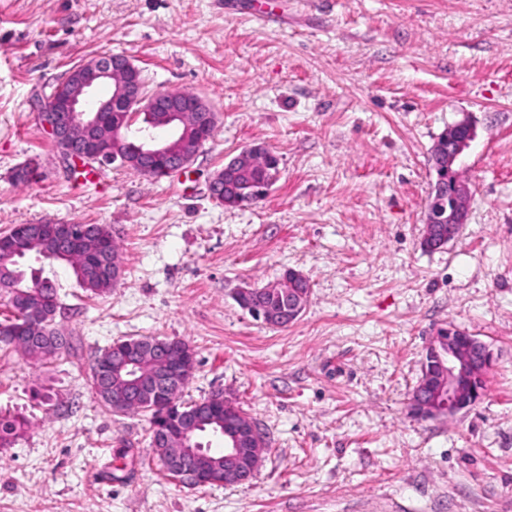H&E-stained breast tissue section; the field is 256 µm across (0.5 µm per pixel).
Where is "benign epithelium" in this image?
Instances as JSON below:
<instances>
[{
    "instance_id": "7a95c632",
    "label": "benign epithelium",
    "mask_w": 512,
    "mask_h": 512,
    "mask_svg": "<svg viewBox=\"0 0 512 512\" xmlns=\"http://www.w3.org/2000/svg\"><path fill=\"white\" fill-rule=\"evenodd\" d=\"M103 83L112 85V94L97 100L95 90ZM114 112L148 115L149 123L140 128L136 145H130L126 123L112 118ZM39 116L63 158L99 164L115 162L151 179L188 169L216 127V113L204 99L179 90L148 91L142 70L122 54L94 56L74 67L56 85L50 106L40 109ZM474 139L475 129L468 119L448 127L432 152V165L444 164L448 171H454L456 162ZM269 155L265 146L252 145L230 159L210 182L212 198L224 203L225 175L254 166ZM453 196L455 202L448 208V216L427 210L425 237L436 249L454 240L468 220L470 190L460 177L456 178ZM444 223L448 224V233L435 235L434 225ZM31 233L46 235L68 247L85 242L98 258H103L102 238H87L86 231L75 224H40ZM296 283L299 287L289 291L282 280L261 287L247 283L235 290L233 299L264 324L285 327L300 317L309 296L310 288L302 274H296ZM284 292L288 294V303L280 308L254 303L262 294L276 296ZM14 303L26 320L19 329L22 336L27 326L47 324L58 314L56 306L29 305L25 295L14 299ZM150 351L154 368L149 375L138 371L143 350L123 351L120 367L112 372L114 377L123 379L122 391L112 395L113 412L121 413L130 405L150 402L161 387L186 384L194 378L195 352L186 342L177 338L157 339L150 345ZM492 361L489 346L468 332H437L425 348L422 380L412 395L414 412L422 417H447L470 409L477 403L480 390L471 392L469 386L477 373L490 369ZM176 420L178 431L173 434L164 426H157L152 447L163 449V463L178 482L206 486L220 472L222 485L233 486L247 483L255 476L267 451L266 438L244 415L237 419L224 416L223 426L217 428L218 439L224 440L220 454L190 444L196 415L179 411Z\"/></svg>"
}]
</instances>
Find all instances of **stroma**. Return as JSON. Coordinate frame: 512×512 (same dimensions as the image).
<instances>
[{
  "mask_svg": "<svg viewBox=\"0 0 512 512\" xmlns=\"http://www.w3.org/2000/svg\"><path fill=\"white\" fill-rule=\"evenodd\" d=\"M113 53L148 91L214 107L189 169L154 180L61 158L37 105ZM466 117L468 221L428 251L430 152ZM254 144L278 157L277 181L220 204L213 174ZM28 165L35 179L16 182ZM57 222L108 226L123 276L94 295L37 262L78 349L35 361L0 346V410L28 422L0 447V512H512V0H0V232ZM290 268L310 285L293 324L233 300ZM442 327L494 363L470 410L418 419ZM129 336L188 342L185 399L222 391L265 433L250 483L163 479L147 416L95 399V355Z\"/></svg>",
  "mask_w": 512,
  "mask_h": 512,
  "instance_id": "stroma-1",
  "label": "stroma"
}]
</instances>
